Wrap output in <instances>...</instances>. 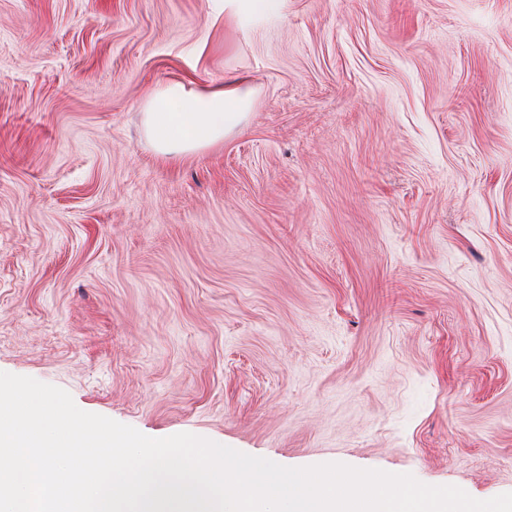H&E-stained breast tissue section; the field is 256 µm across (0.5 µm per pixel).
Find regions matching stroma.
<instances>
[{"mask_svg":"<svg viewBox=\"0 0 512 512\" xmlns=\"http://www.w3.org/2000/svg\"><path fill=\"white\" fill-rule=\"evenodd\" d=\"M234 75L242 126L158 157L149 92ZM0 372L512 492V0H0ZM284 2V0H224V12L240 18H262L278 14Z\"/></svg>","mask_w":512,"mask_h":512,"instance_id":"1","label":"stroma"}]
</instances>
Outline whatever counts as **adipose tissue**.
I'll list each match as a JSON object with an SVG mask.
<instances>
[{
	"mask_svg": "<svg viewBox=\"0 0 512 512\" xmlns=\"http://www.w3.org/2000/svg\"><path fill=\"white\" fill-rule=\"evenodd\" d=\"M252 90L245 78L200 88L181 81L157 87L144 106L143 126L154 153L180 159L220 142L244 122Z\"/></svg>",
	"mask_w": 512,
	"mask_h": 512,
	"instance_id": "1",
	"label": "adipose tissue"
}]
</instances>
